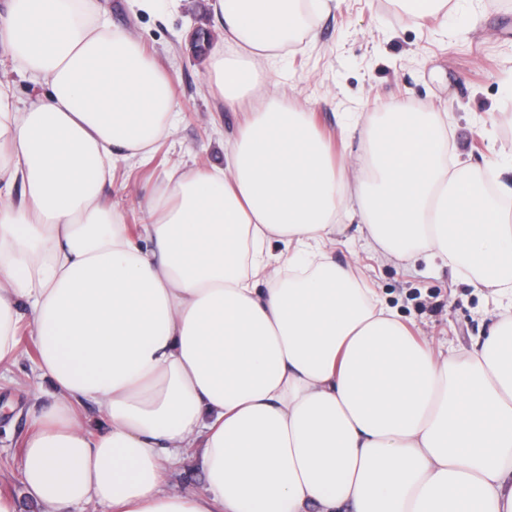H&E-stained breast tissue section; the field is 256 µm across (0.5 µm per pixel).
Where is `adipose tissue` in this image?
<instances>
[{
	"label": "adipose tissue",
	"mask_w": 512,
	"mask_h": 512,
	"mask_svg": "<svg viewBox=\"0 0 512 512\" xmlns=\"http://www.w3.org/2000/svg\"><path fill=\"white\" fill-rule=\"evenodd\" d=\"M207 81L236 110L224 162L166 171L132 236L103 197L177 125L167 72L96 0H8L0 47L47 96L0 86V365L29 342L50 384L24 439L47 512H512V211L448 159V115L346 124L336 163L273 75L311 28L300 0H214ZM21 185L19 197L10 190ZM447 262L492 295L467 351L417 340L354 260ZM97 406L90 433L76 404ZM200 449L202 490L163 472Z\"/></svg>",
	"instance_id": "adipose-tissue-1"
}]
</instances>
